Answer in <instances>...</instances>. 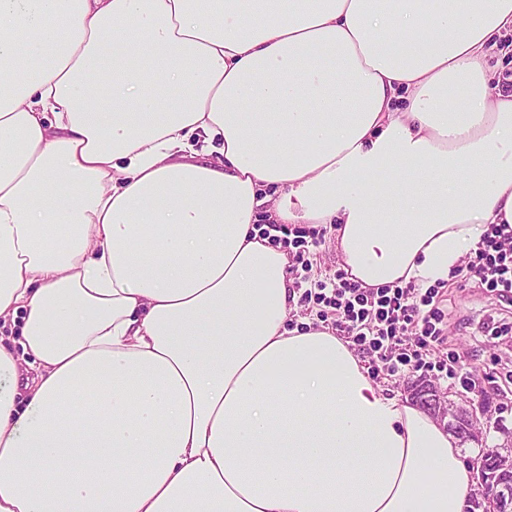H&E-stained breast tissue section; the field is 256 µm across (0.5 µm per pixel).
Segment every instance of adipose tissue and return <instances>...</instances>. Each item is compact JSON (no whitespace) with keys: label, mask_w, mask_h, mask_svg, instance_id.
Instances as JSON below:
<instances>
[{"label":"adipose tissue","mask_w":512,"mask_h":512,"mask_svg":"<svg viewBox=\"0 0 512 512\" xmlns=\"http://www.w3.org/2000/svg\"><path fill=\"white\" fill-rule=\"evenodd\" d=\"M510 37L512 0H0V512H464L446 427L287 329L258 225L448 281L512 225Z\"/></svg>","instance_id":"ef3b65f1"}]
</instances>
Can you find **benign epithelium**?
I'll use <instances>...</instances> for the list:
<instances>
[{
  "label": "benign epithelium",
  "instance_id": "obj_1",
  "mask_svg": "<svg viewBox=\"0 0 512 512\" xmlns=\"http://www.w3.org/2000/svg\"><path fill=\"white\" fill-rule=\"evenodd\" d=\"M413 399L434 417L446 422V427L461 441L481 442L490 428L502 429L493 420L492 406L480 399L456 403L437 390L429 381L420 382ZM475 480L469 512H512V432L504 443L490 452L469 459Z\"/></svg>",
  "mask_w": 512,
  "mask_h": 512
}]
</instances>
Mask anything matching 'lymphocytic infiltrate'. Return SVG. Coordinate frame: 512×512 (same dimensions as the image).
<instances>
[{"label":"lymphocytic infiltrate","instance_id":"obj_1","mask_svg":"<svg viewBox=\"0 0 512 512\" xmlns=\"http://www.w3.org/2000/svg\"><path fill=\"white\" fill-rule=\"evenodd\" d=\"M467 269L511 305L512 232L502 224L493 226ZM437 296V289L422 291L412 283L363 288L339 269L306 289L301 300L318 306L319 320L331 322L351 349L368 357L371 372L421 371L473 391L476 381L459 374V358L447 347V315Z\"/></svg>","mask_w":512,"mask_h":512}]
</instances>
